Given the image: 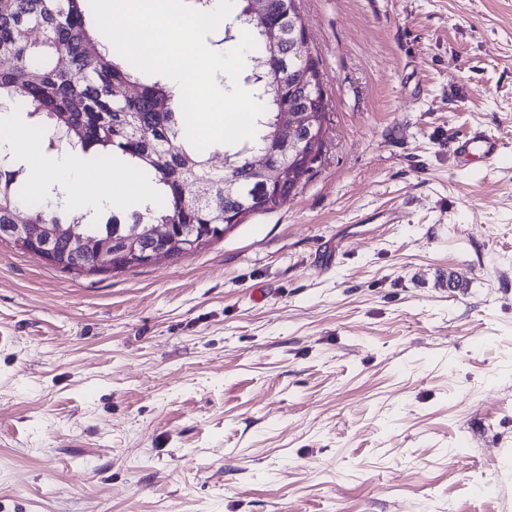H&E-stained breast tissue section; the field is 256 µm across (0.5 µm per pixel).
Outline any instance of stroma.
Wrapping results in <instances>:
<instances>
[{
    "label": "stroma",
    "instance_id": "35a3bbf8",
    "mask_svg": "<svg viewBox=\"0 0 512 512\" xmlns=\"http://www.w3.org/2000/svg\"><path fill=\"white\" fill-rule=\"evenodd\" d=\"M297 9L280 207L117 274L0 243V512H512V0ZM505 143L495 134L476 128L467 136L455 142V153L463 162L472 159H480L485 163H491L500 158L504 153Z\"/></svg>",
    "mask_w": 512,
    "mask_h": 512
}]
</instances>
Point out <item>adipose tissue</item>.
Wrapping results in <instances>:
<instances>
[{"label": "adipose tissue", "mask_w": 512, "mask_h": 512, "mask_svg": "<svg viewBox=\"0 0 512 512\" xmlns=\"http://www.w3.org/2000/svg\"><path fill=\"white\" fill-rule=\"evenodd\" d=\"M42 138L41 130L17 120L13 107H0V152H9L13 160L27 168L35 188L57 185L56 201L77 208L92 219L99 209L112 205L114 200L140 202L151 196L152 182L142 171L120 169L124 190L117 197L99 186L97 169L88 164L83 154L77 151L46 154Z\"/></svg>", "instance_id": "1"}]
</instances>
